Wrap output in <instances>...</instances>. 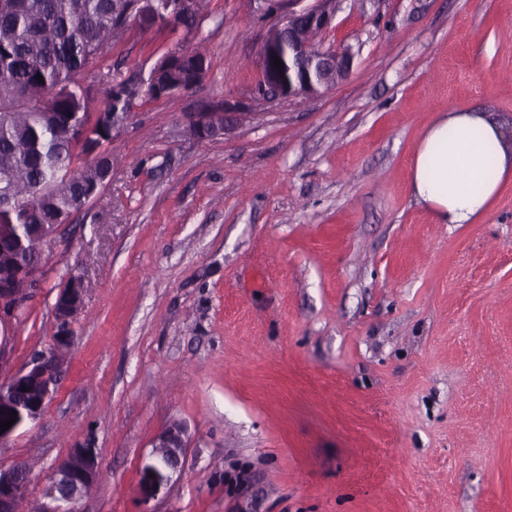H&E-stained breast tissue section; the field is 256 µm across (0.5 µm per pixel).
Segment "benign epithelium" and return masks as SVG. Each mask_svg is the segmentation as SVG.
Here are the masks:
<instances>
[{
    "label": "benign epithelium",
    "mask_w": 512,
    "mask_h": 512,
    "mask_svg": "<svg viewBox=\"0 0 512 512\" xmlns=\"http://www.w3.org/2000/svg\"><path fill=\"white\" fill-rule=\"evenodd\" d=\"M174 9L172 15L182 22L173 29L183 27V22L193 23L199 17V0H167ZM317 5L288 15L285 23L278 26L260 48V73L253 92L256 100L275 98L312 97L321 90L334 86L345 78L351 69L353 54L346 50H319L302 38L305 30L325 27L334 10V0H316ZM280 59L282 67L274 65ZM246 117L239 106L228 101L213 100L205 109L193 104L185 113L183 125L192 138L199 141L223 136ZM32 292L30 288L0 287V325L8 326L17 316ZM82 299L58 296L54 305L57 322V337L49 350L32 357L26 366L13 370L9 357L0 349V421L11 417L16 411L17 421L5 432L0 431V440L11 434L27 421L37 420L46 404L53 398L61 373L67 364L74 336L70 329L72 319L81 309ZM35 390L34 400H11L8 392L20 387ZM156 447L161 449L155 458L151 472L156 477L167 478L181 471L182 448L186 447L184 432L179 426H172L156 438ZM100 474L97 449L73 448L57 466L52 476V487L43 504L42 512H75L74 505L86 495L96 483ZM30 484L28 469L22 464L9 468L0 467V512H20Z\"/></svg>",
    "instance_id": "1"
}]
</instances>
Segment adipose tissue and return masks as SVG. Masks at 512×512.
Masks as SVG:
<instances>
[{
    "label": "adipose tissue",
    "instance_id": "obj_1",
    "mask_svg": "<svg viewBox=\"0 0 512 512\" xmlns=\"http://www.w3.org/2000/svg\"><path fill=\"white\" fill-rule=\"evenodd\" d=\"M508 156L499 127L465 112L444 117L423 135L410 192L446 224H470L498 191Z\"/></svg>",
    "mask_w": 512,
    "mask_h": 512
}]
</instances>
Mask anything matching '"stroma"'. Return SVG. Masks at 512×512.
I'll return each mask as SVG.
<instances>
[{
	"instance_id": "obj_1",
	"label": "stroma",
	"mask_w": 512,
	"mask_h": 512,
	"mask_svg": "<svg viewBox=\"0 0 512 512\" xmlns=\"http://www.w3.org/2000/svg\"><path fill=\"white\" fill-rule=\"evenodd\" d=\"M312 3L206 0L190 31L133 26L104 48L101 65L145 75L186 40L207 72L137 107L0 330L22 368L81 276L57 391L0 442V466L31 473L21 512L81 446L101 471L77 512H512V169L471 224L410 192L438 119L512 129V0H336L311 43L351 48L348 76L252 100L263 42ZM207 98L247 116L198 141L182 116ZM173 425L183 469L154 488Z\"/></svg>"
}]
</instances>
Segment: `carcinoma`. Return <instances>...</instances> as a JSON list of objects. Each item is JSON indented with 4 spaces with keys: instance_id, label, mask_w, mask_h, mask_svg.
Returning <instances> with one entry per match:
<instances>
[{
    "instance_id": "obj_1",
    "label": "carcinoma",
    "mask_w": 512,
    "mask_h": 512,
    "mask_svg": "<svg viewBox=\"0 0 512 512\" xmlns=\"http://www.w3.org/2000/svg\"><path fill=\"white\" fill-rule=\"evenodd\" d=\"M136 0H0V175L11 203L0 232L21 224H67L103 186L112 157L82 156L112 140L141 77L92 68L114 32L134 22ZM206 58L182 47L154 66L148 89L190 85ZM43 81H38L37 76ZM104 89L91 121L90 104Z\"/></svg>"
}]
</instances>
